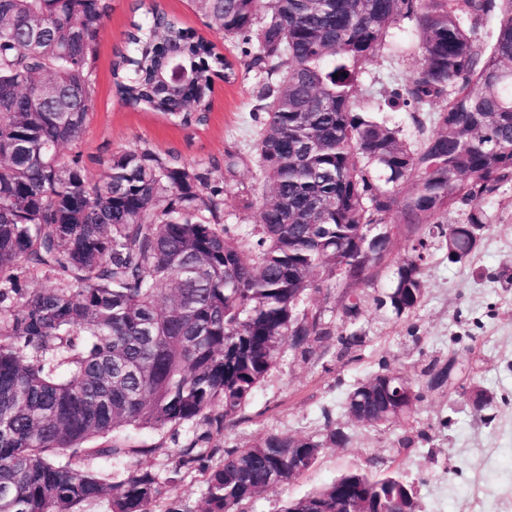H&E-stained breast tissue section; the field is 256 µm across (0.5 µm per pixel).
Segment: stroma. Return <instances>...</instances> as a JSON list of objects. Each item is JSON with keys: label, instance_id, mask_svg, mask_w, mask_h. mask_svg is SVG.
Returning <instances> with one entry per match:
<instances>
[{"label": "stroma", "instance_id": "35a3bbf8", "mask_svg": "<svg viewBox=\"0 0 512 512\" xmlns=\"http://www.w3.org/2000/svg\"><path fill=\"white\" fill-rule=\"evenodd\" d=\"M157 8L181 27L211 41L236 72L232 82L215 78L213 108L206 124L180 125L158 112L124 105L112 87L114 52L126 37L137 10ZM241 42L210 31L190 0H112L93 61L95 90L91 119L63 158L79 156L90 181H98L113 153L147 148L180 165L210 170L224 188V219L239 233L254 232L262 190L255 171L260 129L253 110L260 80L248 65ZM419 64L417 53L390 56L379 49L363 76L364 84L389 90L405 83ZM486 227L478 249L452 263L441 239H434L423 272V299L411 313L398 316L379 306L389 287L388 274L372 286H359L364 302L356 326L345 324L334 304L321 294L307 303L321 307L335 330L333 339L309 355L284 349L250 404L232 426L212 430L216 448H239L258 437L285 433L308 436L326 420L345 427L350 441L324 449L317 463L288 486L267 491L248 512H279L289 497L317 489L343 472L397 470L413 480L419 512H512V182L487 199ZM359 329L364 346L344 351L339 339ZM457 357L464 370L450 391L424 393L408 423L370 427L350 418L344 408L348 390L384 369L400 372L421 386L422 371L435 361ZM493 404L475 411L472 385ZM192 430L143 431L137 442L163 444L164 452L144 457V467L166 477L174 463L167 448L186 442ZM211 458L206 468L215 467ZM206 468L183 470L176 488L165 489L157 512H202Z\"/></svg>", "mask_w": 512, "mask_h": 512}]
</instances>
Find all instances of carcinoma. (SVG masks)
Returning a JSON list of instances; mask_svg holds the SVG:
<instances>
[{
	"instance_id": "cac0c4a2",
	"label": "carcinoma",
	"mask_w": 512,
	"mask_h": 512,
	"mask_svg": "<svg viewBox=\"0 0 512 512\" xmlns=\"http://www.w3.org/2000/svg\"><path fill=\"white\" fill-rule=\"evenodd\" d=\"M207 26L255 44L248 66L266 73L256 176L258 238L224 223V188L209 172L147 149L118 152L91 183L75 144L90 116L95 56L109 0H0V512H155L157 474L127 433L203 429L175 449L166 478L221 452L208 446L242 412L288 343L332 336L315 308L298 307L345 266L374 283L378 255L351 263L352 238L396 212L413 254L392 269L385 304L401 316L422 302L434 220L465 207L485 225L483 201L512 181V0H190ZM496 18L493 40L478 37ZM410 24L421 60L381 95L361 77L394 30ZM112 78L128 106L202 124L212 75L230 64L213 45L147 12L131 24ZM403 106L434 114L418 147L376 116ZM448 259L477 249L475 233H444ZM44 280L41 288L23 282ZM453 357L423 371L451 388ZM376 373L347 393L357 422L412 418L421 395L388 411ZM347 441L329 421L313 436L269 434L224 451L206 471L203 512H242L299 467ZM127 460L118 479L75 458ZM398 471L353 470L284 502L280 512H410Z\"/></svg>"
}]
</instances>
